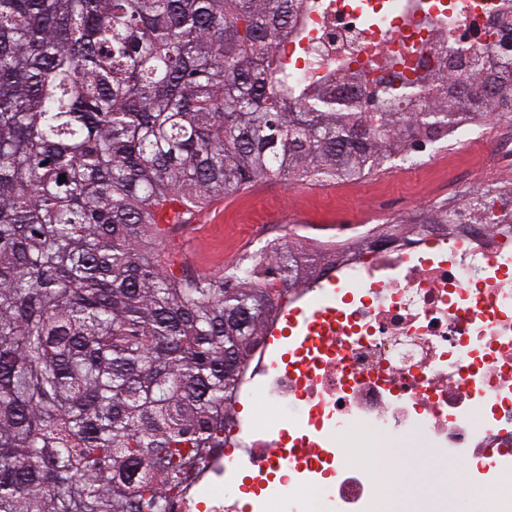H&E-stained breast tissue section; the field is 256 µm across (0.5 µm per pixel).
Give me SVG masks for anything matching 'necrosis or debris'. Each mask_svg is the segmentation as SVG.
I'll return each mask as SVG.
<instances>
[{"label": "necrosis or debris", "instance_id": "1", "mask_svg": "<svg viewBox=\"0 0 512 512\" xmlns=\"http://www.w3.org/2000/svg\"><path fill=\"white\" fill-rule=\"evenodd\" d=\"M302 44L288 42L294 74L315 80L342 66L343 90L363 97L376 80L424 75L492 88L485 108L423 130L396 168L412 195L434 166L428 149L462 142L478 188L457 173L438 197L405 214L417 235H385L373 212L298 211L287 234L265 229L264 257L285 239L326 256L323 279L291 288L269 318L301 307L308 323L287 355L259 345L239 397L264 395L287 420L236 424V452L211 454L172 512H242L237 473L272 477L251 512H512V91L496 73L512 62V0H302ZM486 57L471 68L473 54ZM494 198L487 223L478 200ZM428 449L444 466L419 488L384 493L383 474L410 459L350 457L365 432ZM464 461L467 490L456 482Z\"/></svg>", "mask_w": 512, "mask_h": 512}]
</instances>
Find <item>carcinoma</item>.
Segmentation results:
<instances>
[{"mask_svg": "<svg viewBox=\"0 0 512 512\" xmlns=\"http://www.w3.org/2000/svg\"><path fill=\"white\" fill-rule=\"evenodd\" d=\"M292 0H0V512H169L229 444L267 318L318 261L176 278L155 209L327 181L487 95L355 112L288 72ZM415 99L408 114L393 111ZM65 182H59L60 176Z\"/></svg>", "mask_w": 512, "mask_h": 512, "instance_id": "carcinoma-1", "label": "carcinoma"}]
</instances>
